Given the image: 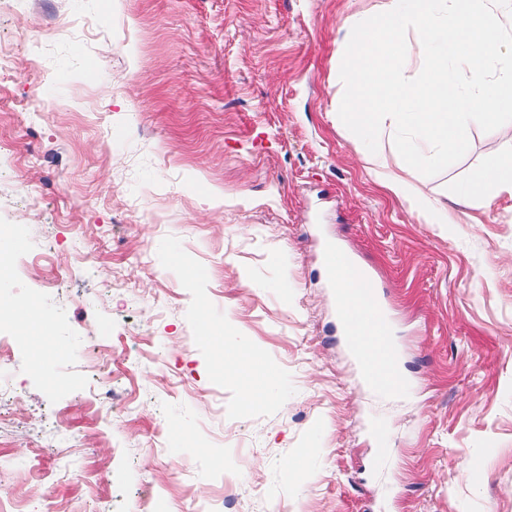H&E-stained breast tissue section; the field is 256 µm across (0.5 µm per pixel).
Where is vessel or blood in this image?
Returning <instances> with one entry per match:
<instances>
[{"label":"vessel or blood","instance_id":"b4317fda","mask_svg":"<svg viewBox=\"0 0 512 512\" xmlns=\"http://www.w3.org/2000/svg\"><path fill=\"white\" fill-rule=\"evenodd\" d=\"M352 269L353 286L346 294L352 300L341 319V332L356 356L364 383L381 394L399 392L405 386L400 368V354L389 332L383 296L374 277L357 267L352 256L325 241L322 268L326 278H333L337 268Z\"/></svg>","mask_w":512,"mask_h":512}]
</instances>
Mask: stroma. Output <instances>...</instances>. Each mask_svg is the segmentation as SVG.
<instances>
[{
  "instance_id": "obj_1",
  "label": "stroma",
  "mask_w": 512,
  "mask_h": 512,
  "mask_svg": "<svg viewBox=\"0 0 512 512\" xmlns=\"http://www.w3.org/2000/svg\"><path fill=\"white\" fill-rule=\"evenodd\" d=\"M382 2L0 0L5 512H512V198L455 201L512 122L406 171L455 218L419 223L336 120L342 26ZM329 238L391 305L401 395L340 336ZM207 333L211 341L219 342L211 343L214 345L213 348L222 358L224 357L225 360L238 358L248 349L247 342L239 336H236L230 330H225V336H223L222 342H220L223 334L222 330L209 329Z\"/></svg>"
}]
</instances>
